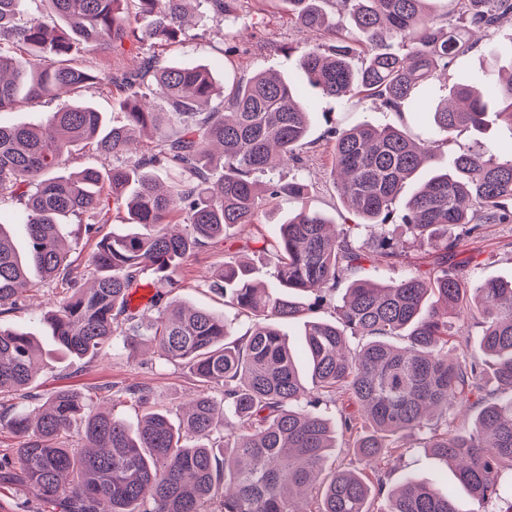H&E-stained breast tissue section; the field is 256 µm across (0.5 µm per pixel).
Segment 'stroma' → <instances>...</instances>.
I'll return each instance as SVG.
<instances>
[{"label":"stroma","mask_w":512,"mask_h":512,"mask_svg":"<svg viewBox=\"0 0 512 512\" xmlns=\"http://www.w3.org/2000/svg\"><path fill=\"white\" fill-rule=\"evenodd\" d=\"M231 36L217 34L214 26L194 27L189 39L158 48L160 60L166 64L207 66L216 82L251 77L263 71L293 74L295 65L284 55L285 46L297 42L300 35L291 19L286 0H241L237 11L227 21ZM81 60L99 73L101 81L85 92L84 97L110 120L120 121L119 95L109 85V72L129 65L130 58L108 52H84ZM313 118L308 132L309 159L300 171L285 169L284 177L299 174L309 186L306 203L331 223L344 224L351 215L344 206L331 177L332 143L327 137L330 123L349 128L362 124L392 125L404 129L411 137L427 134L426 114L385 111L379 101L364 96L348 100L323 98L308 92ZM296 208L295 202L281 200L270 204L262 224L252 228L250 236L230 230L225 247L202 250L186 261L179 281L168 297L187 305L201 306L233 319L237 333L249 325L246 317L225 305L222 298L211 294L203 279L224 261L225 251L251 258L256 269L254 277L272 283L274 256L267 253L269 244L279 234L278 221ZM473 283L489 278L512 279V223L484 224L473 230H463L454 256ZM29 288L24 293V309L0 317V325L28 333L37 341L42 364L28 388L27 396L0 395V458L11 457L21 439L8 427L16 414L32 410L39 398L56 390L69 388L86 391L109 385H147L154 391L157 405L177 407L189 402L199 392L195 379L183 368L162 362L144 345L120 348L89 359H78L51 336L41 312L59 293L54 285L39 282L37 272L27 276ZM415 474L423 482L451 492L460 512H474L476 505L458 484L444 461L427 452L416 450L406 454L402 468L392 472L390 483L400 482L406 474ZM0 512H60L57 503L41 498L19 479L17 466L0 472Z\"/></svg>","instance_id":"35a3bbf8"}]
</instances>
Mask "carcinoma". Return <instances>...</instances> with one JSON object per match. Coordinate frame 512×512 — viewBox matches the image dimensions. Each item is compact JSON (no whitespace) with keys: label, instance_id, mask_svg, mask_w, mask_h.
Here are the masks:
<instances>
[{"label":"carcinoma","instance_id":"obj_1","mask_svg":"<svg viewBox=\"0 0 512 512\" xmlns=\"http://www.w3.org/2000/svg\"><path fill=\"white\" fill-rule=\"evenodd\" d=\"M30 1L36 13L21 18ZM0 0V112L19 98L77 97L38 126H0V199L19 210L29 244L22 253L0 229V316L21 308L17 290L29 268L61 288L46 312L51 335L69 354L93 358L119 342L149 343L158 358L188 367L198 396L173 421L152 410L134 429L97 405V393L63 389L14 417L24 438L16 449L25 485L61 512H459L454 499L413 475L401 486L338 466L321 477L336 436L353 459L401 467L407 436L451 464L476 512H512V283L472 285L448 266L456 239L448 229L512 222V154L494 144L461 152L405 201L404 185L436 157V136L490 122L512 132V36L488 50L482 86L465 75L439 96L438 70L468 55L473 29L512 27V0H456L461 24L426 11L429 0H342L356 33L331 18L326 0H288L298 32L288 57L325 97L364 94L386 110L429 116L430 135L413 138L393 126L331 130L332 165L351 225L331 229L300 207L280 223L273 245L275 284L258 288L252 268L224 257L208 288L252 320L238 336L225 316L181 303L163 304L184 259L214 248L237 227L250 232L265 206L300 200L307 186L273 176L274 159L302 162L311 109L305 91L276 72H260L220 88L202 66L159 64L155 54L109 76L120 88L122 121L108 125L81 99L100 80L76 65L82 50L143 52L185 33L189 0ZM223 21L240 0H203ZM25 51L20 62L5 52ZM365 56L356 68L352 59ZM90 145L112 164L65 173ZM176 169L165 185L157 171ZM439 251L427 272L385 283L360 276L366 263L390 267L406 255L390 225ZM135 231L102 236L85 261L69 259L62 242L70 222L96 230L116 211ZM170 224L185 225L172 234ZM158 288L157 314L127 313L128 297L147 272ZM94 284L82 287L84 276ZM347 284L332 321L304 323L308 392L294 355L274 326L297 319ZM481 327L461 336L462 318ZM364 342L351 349L349 339ZM40 358L32 338L0 326V393L21 392ZM153 392L130 386L112 401L149 403ZM477 397L472 424L454 404ZM341 404L330 421L321 406ZM235 422L219 423L221 406Z\"/></svg>","mask_w":512,"mask_h":512}]
</instances>
